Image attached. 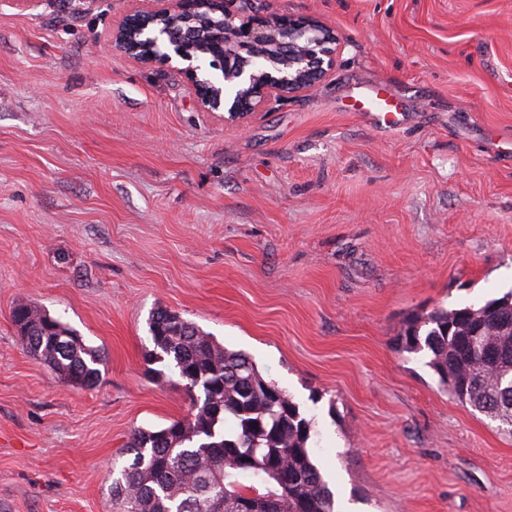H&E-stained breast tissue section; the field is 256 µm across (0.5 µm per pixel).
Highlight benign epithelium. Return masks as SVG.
<instances>
[{
  "mask_svg": "<svg viewBox=\"0 0 512 512\" xmlns=\"http://www.w3.org/2000/svg\"><path fill=\"white\" fill-rule=\"evenodd\" d=\"M152 8H133L112 31L116 48L145 65L180 72L200 104L227 112L234 122L254 111L272 94L313 90L334 69L338 34L307 16L265 15L245 0H148ZM182 22L203 40L215 42L221 63L216 80L202 78V47L173 37L170 26ZM271 50L285 69L258 74L250 60Z\"/></svg>",
  "mask_w": 512,
  "mask_h": 512,
  "instance_id": "1",
  "label": "benign epithelium"
}]
</instances>
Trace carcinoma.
I'll return each mask as SVG.
<instances>
[{
  "label": "carcinoma",
  "mask_w": 512,
  "mask_h": 512,
  "mask_svg": "<svg viewBox=\"0 0 512 512\" xmlns=\"http://www.w3.org/2000/svg\"><path fill=\"white\" fill-rule=\"evenodd\" d=\"M11 318L25 349L58 380L98 381L99 356L60 319L26 303ZM149 332V361L178 374L190 406L158 431L133 432L129 458L112 479L115 512H241L244 501L252 512H335L312 461L313 424L298 403L249 356L177 312L152 313ZM482 336L496 344L490 360L468 348ZM397 341L404 351H427L428 366L455 399L512 433V292L478 308L413 314Z\"/></svg>",
  "instance_id": "cac0c4a2"
}]
</instances>
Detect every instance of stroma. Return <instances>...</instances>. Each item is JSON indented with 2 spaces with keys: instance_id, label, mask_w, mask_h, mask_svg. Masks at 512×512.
Segmentation results:
<instances>
[{
  "instance_id": "stroma-1",
  "label": "stroma",
  "mask_w": 512,
  "mask_h": 512,
  "mask_svg": "<svg viewBox=\"0 0 512 512\" xmlns=\"http://www.w3.org/2000/svg\"><path fill=\"white\" fill-rule=\"evenodd\" d=\"M341 39L316 89L244 119L112 44L131 0H0V512H112L134 430L183 417L148 319L179 313L315 421L361 512H512V435L454 399L404 319L512 291V0H250ZM382 84L404 121L350 107ZM25 302L103 355L58 381Z\"/></svg>"
}]
</instances>
